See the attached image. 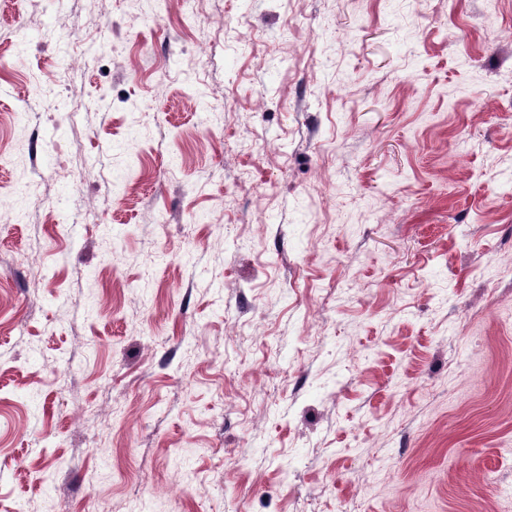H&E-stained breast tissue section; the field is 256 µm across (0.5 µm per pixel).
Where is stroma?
Returning a JSON list of instances; mask_svg holds the SVG:
<instances>
[{"mask_svg":"<svg viewBox=\"0 0 512 512\" xmlns=\"http://www.w3.org/2000/svg\"><path fill=\"white\" fill-rule=\"evenodd\" d=\"M43 11L0 15V512H512V0Z\"/></svg>","mask_w":512,"mask_h":512,"instance_id":"35a3bbf8","label":"stroma"}]
</instances>
